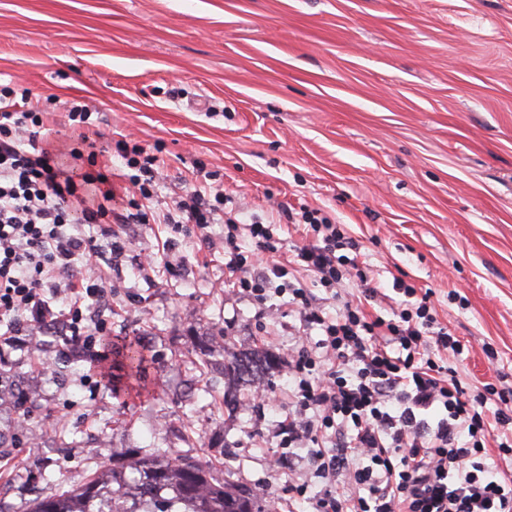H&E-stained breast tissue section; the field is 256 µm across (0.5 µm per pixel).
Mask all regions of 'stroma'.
<instances>
[{"label":"stroma","instance_id":"1","mask_svg":"<svg viewBox=\"0 0 512 512\" xmlns=\"http://www.w3.org/2000/svg\"><path fill=\"white\" fill-rule=\"evenodd\" d=\"M5 86L37 102L59 152L81 147L66 114L85 104L97 164L122 173L136 146L164 179L143 204L153 223L112 227L126 248L100 346L139 339L147 383L113 389L111 360L68 357L50 333L51 368L11 352L34 419L23 429L0 412V512H29L116 450L190 456L305 512L267 465L288 407L283 369L264 378L278 400L253 405L245 382L235 408L223 403L225 355L283 358L297 320L225 287L222 216L205 245L162 225L195 189L223 192L244 224L278 221L281 203L323 210L360 241L379 287L432 289L470 348L448 359L463 384L512 387V0H0ZM145 248L180 273L142 270ZM201 343L219 349L206 392Z\"/></svg>","mask_w":512,"mask_h":512}]
</instances>
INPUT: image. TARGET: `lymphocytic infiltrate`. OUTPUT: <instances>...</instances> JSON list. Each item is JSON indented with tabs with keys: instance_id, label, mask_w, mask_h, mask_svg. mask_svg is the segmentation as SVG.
I'll return each instance as SVG.
<instances>
[{
	"instance_id": "f902f5d3",
	"label": "lymphocytic infiltrate",
	"mask_w": 512,
	"mask_h": 512,
	"mask_svg": "<svg viewBox=\"0 0 512 512\" xmlns=\"http://www.w3.org/2000/svg\"><path fill=\"white\" fill-rule=\"evenodd\" d=\"M38 122L0 98V366L9 363L6 349L31 347L40 329L59 330L72 352L98 357L107 324L90 304L107 281L104 272L77 271L76 260L100 246L76 227L148 223L138 201L151 199L161 178L156 157H130L126 186L116 191L111 172L86 170L81 150L61 160ZM216 213L195 193L176 201L164 222L174 233L187 224L202 231ZM287 218L306 238L289 252L273 225L226 218L224 267L230 287L260 305L286 297L298 315L299 344L284 362L290 407L279 446L308 476L290 481V490L312 512H512V485L481 460L493 435L499 452L512 453V390L489 384L475 395L463 386L448 358L464 347L439 321L431 292L398 278L401 300L389 316L368 313L382 293L344 226L317 209ZM243 236L253 251L242 249ZM297 266L315 288L292 279ZM61 280L68 306L55 311L46 294ZM348 285L355 294L341 298ZM330 299L341 302L333 315ZM313 478L322 489L312 496Z\"/></svg>"
}]
</instances>
